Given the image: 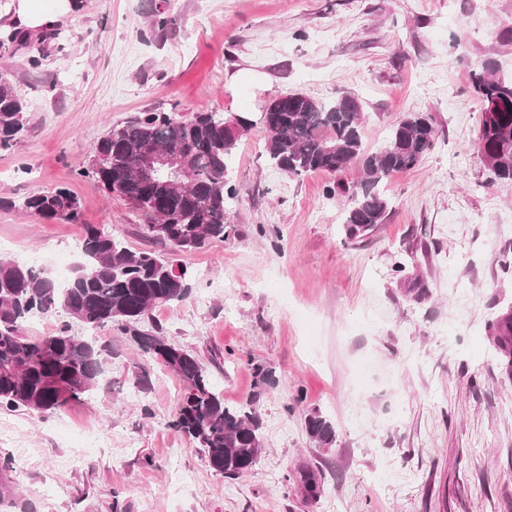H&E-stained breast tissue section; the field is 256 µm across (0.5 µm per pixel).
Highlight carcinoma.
<instances>
[{"instance_id": "cac0c4a2", "label": "carcinoma", "mask_w": 512, "mask_h": 512, "mask_svg": "<svg viewBox=\"0 0 512 512\" xmlns=\"http://www.w3.org/2000/svg\"><path fill=\"white\" fill-rule=\"evenodd\" d=\"M175 26L170 9H155L140 36L162 42ZM63 51L57 25L36 34L0 30V58L25 55L29 66L39 69ZM469 78L482 102L477 143L486 153L487 171L495 182L512 183V77L501 75L498 62L486 58L473 66ZM27 112L13 80L0 78V151L21 143ZM367 119L352 95L319 101L288 92L270 102L262 121L264 152L272 166L290 176L323 172L334 177L326 194L346 199L343 230L352 241L366 239L384 223L390 206L387 180L413 170L437 140L430 117L408 113L392 126L381 148L368 152L362 139ZM250 127L246 117L217 111L189 116L174 108L137 112L107 129L78 174L141 211L153 236L187 253L239 237L238 225L229 218L238 196L229 168ZM179 145L190 149L193 177L164 171L144 182L135 174L145 151ZM353 167L361 179L342 178ZM0 210L83 224L80 199L64 187L22 199L0 197ZM80 253L82 263L64 288L42 270L0 259V408L51 414L84 400L98 387L104 347L92 336L73 332L71 322L87 329L110 327L182 378L186 394L171 427L194 441L209 468L229 479L251 471L263 450L262 421L253 403L226 405L197 357L169 341L159 326H145L153 308L187 299L193 280L189 267L133 251L94 224H84ZM61 311L67 321L55 332L24 333L31 317ZM486 331L502 373L512 379V308L489 320ZM306 426L320 444L335 438L332 423L320 415L310 416Z\"/></svg>"}]
</instances>
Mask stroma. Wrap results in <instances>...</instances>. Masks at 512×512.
<instances>
[{
	"label": "stroma",
	"mask_w": 512,
	"mask_h": 512,
	"mask_svg": "<svg viewBox=\"0 0 512 512\" xmlns=\"http://www.w3.org/2000/svg\"><path fill=\"white\" fill-rule=\"evenodd\" d=\"M170 3L179 28L161 43L138 34L152 0H83L60 24L64 55L38 70L0 59L29 118L19 146L0 151V196L69 188L83 224L164 256L142 213L80 165L136 112L254 119L230 170L239 238L183 254L191 293L151 319L208 368L227 405L253 402L263 450L252 476L211 471L170 426L181 378L101 328L104 376L85 401L51 415L0 409V457L14 463L0 471V512H512V381L486 333L512 304V184L491 182L480 160L468 77L485 57L512 71V0ZM41 83L54 92L30 94ZM289 92L358 97L369 151L406 113L432 117L436 147L387 181L392 210L367 239L346 238L330 175L267 163L257 120ZM83 224L0 210V258L67 251ZM399 262L419 272L425 299ZM256 361L275 386H257ZM315 413L335 426L332 445L309 437ZM307 471L320 498L305 494Z\"/></svg>",
	"instance_id": "stroma-1"
}]
</instances>
